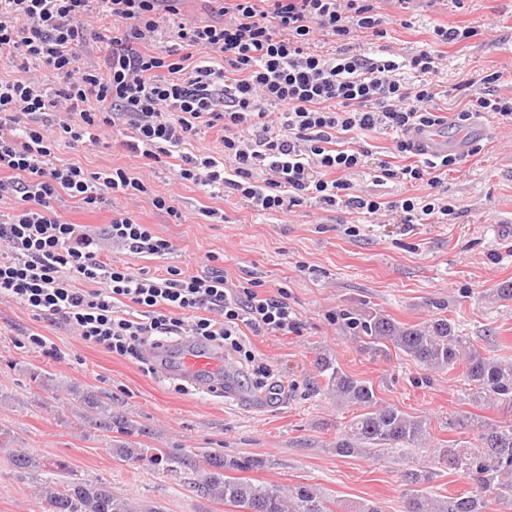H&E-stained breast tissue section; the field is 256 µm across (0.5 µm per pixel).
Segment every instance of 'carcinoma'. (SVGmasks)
<instances>
[{"label": "carcinoma", "instance_id": "1", "mask_svg": "<svg viewBox=\"0 0 512 512\" xmlns=\"http://www.w3.org/2000/svg\"><path fill=\"white\" fill-rule=\"evenodd\" d=\"M345 319L368 352L376 355L392 348L429 370L449 371L462 364L466 391L473 401L491 402L512 411V361L481 353L450 321L439 318L419 328L371 307L350 311ZM319 372L326 394L360 409L336 438V455H388L400 460L426 450L423 421L380 403L369 383L345 373L327 357L321 358ZM83 403L88 418L103 424L108 432L126 436L111 444L112 456L124 461L143 459L137 442L130 439L135 433L132 423L112 419L110 407L93 395L85 396ZM179 460L180 454L172 448L159 449L148 458L154 466ZM258 464L254 458L228 462L214 455L207 460L208 468L197 489L243 512H334L328 498L313 484L282 489L224 474L227 469L243 471ZM12 465L17 470H31L40 468L41 462L19 451L12 455ZM442 465L462 472L474 489L447 498L433 496L429 484ZM41 492L49 512H162L157 505L134 503L114 493L103 482L77 481L59 487L47 481ZM402 500V512H487L493 503L512 512V418L478 429L472 442L429 449L426 459L404 471Z\"/></svg>", "mask_w": 512, "mask_h": 512}]
</instances>
